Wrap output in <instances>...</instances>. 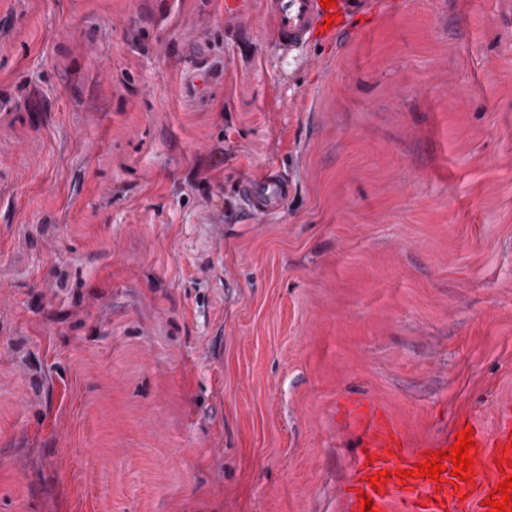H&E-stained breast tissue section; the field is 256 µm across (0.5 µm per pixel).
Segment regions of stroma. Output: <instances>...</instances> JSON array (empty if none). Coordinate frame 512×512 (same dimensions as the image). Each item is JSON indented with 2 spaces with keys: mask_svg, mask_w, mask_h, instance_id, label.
<instances>
[{
  "mask_svg": "<svg viewBox=\"0 0 512 512\" xmlns=\"http://www.w3.org/2000/svg\"><path fill=\"white\" fill-rule=\"evenodd\" d=\"M267 32L0 0V512H350L351 407L415 451L512 403V0ZM239 193L247 209L265 214L279 207L288 196V182L273 169H264L242 180Z\"/></svg>",
  "mask_w": 512,
  "mask_h": 512,
  "instance_id": "1",
  "label": "stroma"
}]
</instances>
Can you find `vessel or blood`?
I'll list each match as a JSON object with an SVG mask.
<instances>
[{
    "mask_svg": "<svg viewBox=\"0 0 512 512\" xmlns=\"http://www.w3.org/2000/svg\"><path fill=\"white\" fill-rule=\"evenodd\" d=\"M364 0H336L322 8L319 0H263L270 23L269 40L280 49H307L334 41L348 18ZM239 193L247 209L264 214L279 207L288 195V183L273 169H264L242 180ZM356 418L362 428V452L348 487L352 508H359L361 496H369L374 512H389L392 499H400L404 512H489L485 501L505 478L512 476V407L502 409L492 430L474 428L473 474L470 480L454 481L450 472L440 479L416 474L415 466L430 461L437 453L450 452L457 432L420 452H406L407 442L398 428L375 410H360ZM388 471L380 486L370 477Z\"/></svg>",
    "mask_w": 512,
    "mask_h": 512,
    "instance_id": "obj_1",
    "label": "vessel or blood"
}]
</instances>
